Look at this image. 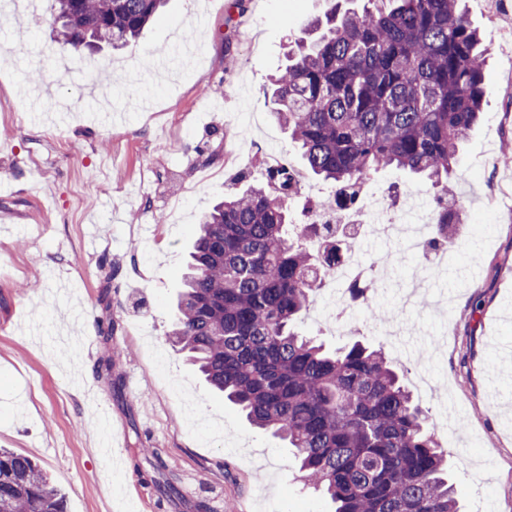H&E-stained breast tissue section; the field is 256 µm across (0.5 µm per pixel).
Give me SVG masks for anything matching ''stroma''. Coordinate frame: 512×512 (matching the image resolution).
I'll list each match as a JSON object with an SVG mask.
<instances>
[{
  "instance_id": "obj_1",
  "label": "stroma",
  "mask_w": 512,
  "mask_h": 512,
  "mask_svg": "<svg viewBox=\"0 0 512 512\" xmlns=\"http://www.w3.org/2000/svg\"><path fill=\"white\" fill-rule=\"evenodd\" d=\"M50 5L38 0L0 30V97L15 113L0 117V448L40 465L67 512H329L292 450L225 404L168 341L198 218L256 183L255 159L282 148L299 178L327 189L269 104L288 40L324 0H168L136 43L93 54L60 48ZM496 9L465 0L490 60L483 113L449 183L463 208L453 267L428 269L407 308L419 256L366 238L360 267L396 255L373 296L382 320L351 300L345 278L297 322L329 346L382 349L431 419L454 406L462 427L437 437L461 512H512V165L502 159L512 35L500 27L512 0ZM369 184L396 206L412 194L433 206L435 188L403 172ZM90 334L93 347L66 342ZM88 385L118 436L109 469ZM160 483L175 494L159 497Z\"/></svg>"
}]
</instances>
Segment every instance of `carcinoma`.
I'll use <instances>...</instances> for the list:
<instances>
[{"label":"carcinoma","instance_id":"carcinoma-1","mask_svg":"<svg viewBox=\"0 0 512 512\" xmlns=\"http://www.w3.org/2000/svg\"><path fill=\"white\" fill-rule=\"evenodd\" d=\"M165 0H54L63 46L122 48ZM308 23L274 79L271 115L305 166L329 186L338 215L360 208L370 177L396 169L438 188L431 250L462 223L448 200L459 147L483 109L487 50L460 0H367ZM295 174L229 193L205 213L188 252L169 332L205 380L254 425L295 449L306 485L333 512H458L448 464L426 412L384 351L349 341L330 351L296 322L351 240V225L297 224ZM373 283L352 299L380 317ZM0 512H66L28 456L0 448Z\"/></svg>","mask_w":512,"mask_h":512}]
</instances>
